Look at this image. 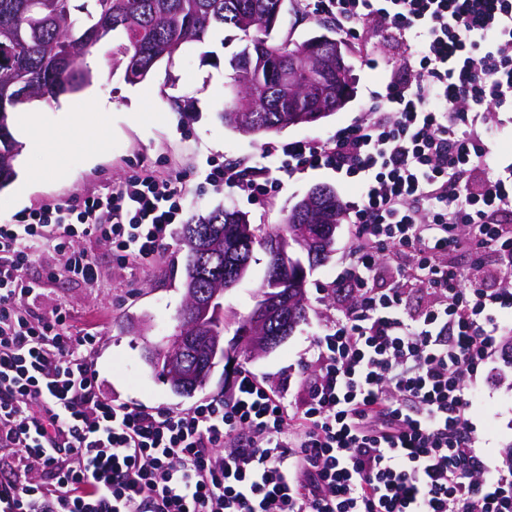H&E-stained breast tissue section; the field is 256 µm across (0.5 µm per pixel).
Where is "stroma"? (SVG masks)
<instances>
[{"label":"stroma","instance_id":"stroma-1","mask_svg":"<svg viewBox=\"0 0 512 512\" xmlns=\"http://www.w3.org/2000/svg\"><path fill=\"white\" fill-rule=\"evenodd\" d=\"M242 47L237 31L214 33L205 42L187 46L172 61L160 62L151 76L136 85L126 80L123 70L105 66L107 46L92 48L82 58L83 65L94 73L86 92L56 103L29 104L46 135L45 145L41 152L24 150L17 156L13 183L0 189V224L16 223L28 212L59 199L110 192L113 186L147 172L177 176L187 221L223 207L246 214L250 224L275 227L311 188L330 187L345 210L329 258L306 270L307 321L273 351L236 361L237 367L255 371L272 386H287L293 396L302 378L301 357L306 347L322 334L336 312V298L330 289L348 265L353 217L350 205L357 201L358 190L336 172L318 170L284 180L276 192L254 200L239 190L213 187L205 173L213 163L273 169L282 163L276 146L298 139L332 137L360 116L374 95L383 92L385 69L399 47L390 35L383 34L371 40L367 55L349 53L354 87L350 102L315 123L292 126L264 138L229 128L219 117L230 93L229 62ZM135 87L144 92L136 109L128 96ZM88 93L112 105V117L96 149L86 146L73 131L58 126L61 108L84 111ZM30 172L35 175L31 181L26 178ZM171 230L161 258L137 268L119 264L106 244H89L100 266L98 283L89 287L61 274L44 279L43 290L32 305L42 314L65 306L74 332L99 336L98 384L104 395L148 406L187 409L194 404V397L175 393L145 359L148 347L161 344L174 333L184 301L185 250L178 237L179 225H172ZM267 263V255L255 250L247 275L225 293V343L233 341L235 319L254 308ZM488 371V378L480 382L474 423L495 465L505 467L512 465V346L501 345Z\"/></svg>","mask_w":512,"mask_h":512}]
</instances>
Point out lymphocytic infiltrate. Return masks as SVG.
<instances>
[{
    "label": "lymphocytic infiltrate",
    "mask_w": 512,
    "mask_h": 512,
    "mask_svg": "<svg viewBox=\"0 0 512 512\" xmlns=\"http://www.w3.org/2000/svg\"><path fill=\"white\" fill-rule=\"evenodd\" d=\"M359 51L385 31L407 47L370 113L326 140L285 144L286 175L356 179L351 295L305 363L296 399L241 370L231 393L186 410L104 396L98 338L70 314L25 302L43 256L93 285L78 240L146 265L181 223L176 177L113 189L0 224V501L9 512H512V467L491 466L472 420L478 375L512 310V165L483 176L487 119L512 112V0H299ZM214 186L267 196L270 179L234 166ZM467 252L470 272L448 261ZM408 263L375 285L381 255ZM424 283L419 312L403 302Z\"/></svg>",
    "instance_id": "obj_1"
}]
</instances>
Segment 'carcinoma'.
Wrapping results in <instances>:
<instances>
[{
	"label": "carcinoma",
	"instance_id": "obj_1",
	"mask_svg": "<svg viewBox=\"0 0 512 512\" xmlns=\"http://www.w3.org/2000/svg\"><path fill=\"white\" fill-rule=\"evenodd\" d=\"M284 0H0V83H11L7 100H0V188L16 176L14 161L21 145L10 130L15 109L25 103L57 102L88 86L93 72L79 62L86 52L118 35L107 55L110 68L124 67L131 82L144 80L164 59H171L190 43H203L213 33L231 28L241 33L245 46L230 60L234 94L224 102L225 125L249 135L277 134L297 120L305 123L316 114L327 117L352 98L351 78H343L346 95L336 92V74L311 85L304 95L316 111L292 112L291 89L284 82L288 58L301 44L287 48L273 42L272 30L280 26ZM312 216L309 238L293 241L292 249L310 255L324 240L321 212L334 223L341 221L343 206L337 195L309 199ZM248 219L236 210L218 208L193 221V233L206 254L202 288L224 287V259L253 258L261 237L285 231L294 223L288 212L284 224L271 230L257 228L248 237L238 225ZM296 265L275 270L268 258L267 272H276L288 286V297L301 302L296 322L307 319L305 294L296 287Z\"/></svg>",
	"mask_w": 512,
	"mask_h": 512
}]
</instances>
